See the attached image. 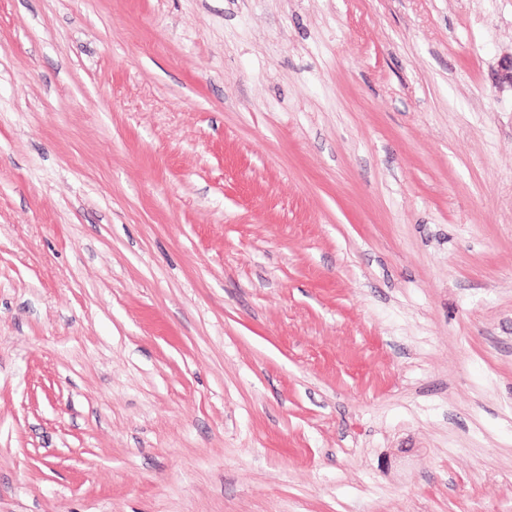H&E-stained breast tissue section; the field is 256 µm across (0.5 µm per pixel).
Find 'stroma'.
Masks as SVG:
<instances>
[{"mask_svg": "<svg viewBox=\"0 0 512 512\" xmlns=\"http://www.w3.org/2000/svg\"><path fill=\"white\" fill-rule=\"evenodd\" d=\"M512 0H0V512H512Z\"/></svg>", "mask_w": 512, "mask_h": 512, "instance_id": "obj_1", "label": "stroma"}]
</instances>
